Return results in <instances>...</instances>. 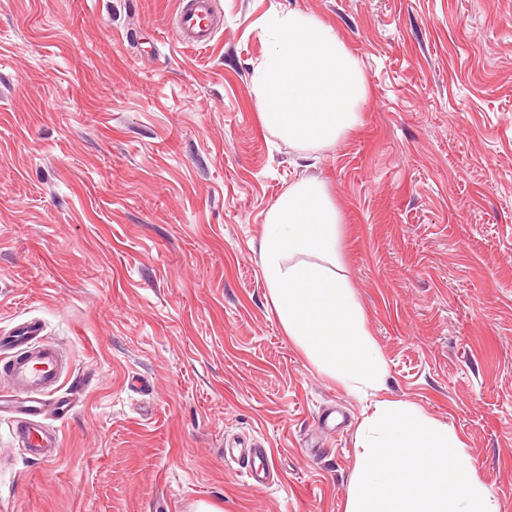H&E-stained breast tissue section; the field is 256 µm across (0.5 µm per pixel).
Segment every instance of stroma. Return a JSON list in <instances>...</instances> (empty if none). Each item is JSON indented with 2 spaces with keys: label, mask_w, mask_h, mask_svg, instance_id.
<instances>
[{
  "label": "stroma",
  "mask_w": 512,
  "mask_h": 512,
  "mask_svg": "<svg viewBox=\"0 0 512 512\" xmlns=\"http://www.w3.org/2000/svg\"><path fill=\"white\" fill-rule=\"evenodd\" d=\"M0 0V334L37 319L75 408L40 461L0 414V512H346L376 402L448 424L512 512V0ZM332 27L360 124L280 140L252 90L274 14ZM325 182L383 357L354 392L286 336L259 258L292 183ZM270 448L249 483L228 448ZM177 35L191 46H208L220 20L214 14V0H179L176 9Z\"/></svg>",
  "instance_id": "35a3bbf8"
}]
</instances>
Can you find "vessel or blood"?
Returning <instances> with one entry per match:
<instances>
[{"mask_svg": "<svg viewBox=\"0 0 512 512\" xmlns=\"http://www.w3.org/2000/svg\"><path fill=\"white\" fill-rule=\"evenodd\" d=\"M177 35L180 41L191 46L209 45L220 24L214 14V0H178ZM41 328L30 322L7 336H0V347L9 355L0 365L7 369L14 381L12 391L6 392L5 403L15 416L14 425L20 445L30 454L50 459L59 446V436L45 430L38 422L46 397H54L59 416H67L73 408L72 401L59 395L60 381L66 368L61 349L52 343L39 340ZM264 446L244 448L239 459L247 477L257 485H268L269 478L257 459L267 457Z\"/></svg>", "mask_w": 512, "mask_h": 512, "instance_id": "vessel-or-blood-1", "label": "vessel or blood"}]
</instances>
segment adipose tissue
<instances>
[{"instance_id": "obj_1", "label": "adipose tissue", "mask_w": 512, "mask_h": 512, "mask_svg": "<svg viewBox=\"0 0 512 512\" xmlns=\"http://www.w3.org/2000/svg\"><path fill=\"white\" fill-rule=\"evenodd\" d=\"M341 216L323 182L288 187L266 217L260 244L268 298L287 336L346 388L386 374L345 277L336 273Z\"/></svg>"}]
</instances>
